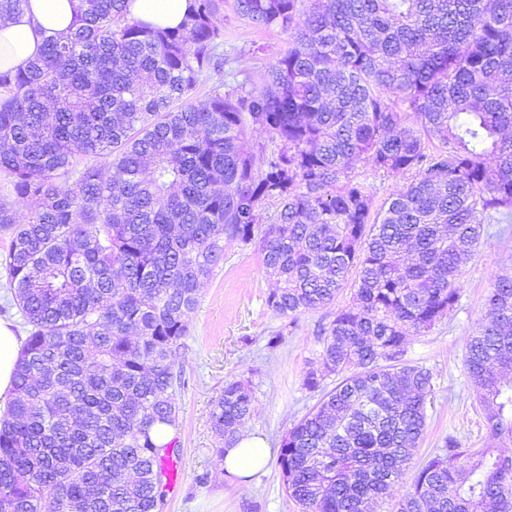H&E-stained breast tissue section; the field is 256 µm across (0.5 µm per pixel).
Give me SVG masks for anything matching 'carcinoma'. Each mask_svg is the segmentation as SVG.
Here are the masks:
<instances>
[{
	"instance_id": "obj_1",
	"label": "carcinoma",
	"mask_w": 512,
	"mask_h": 512,
	"mask_svg": "<svg viewBox=\"0 0 512 512\" xmlns=\"http://www.w3.org/2000/svg\"><path fill=\"white\" fill-rule=\"evenodd\" d=\"M130 0H78L70 32L0 72V259L27 336L0 419V512H163L157 424H177L175 359L224 241L260 239L284 317L347 287L319 329L338 382L282 438L301 512H512V457L448 437L409 483L432 373L403 361L460 298L485 220L512 219V0H235L290 35L266 80L224 76L223 0L175 28ZM276 144L255 165L248 130ZM415 179L373 209L351 175ZM109 176H104L103 171ZM274 200V222L261 206ZM465 365L493 438L512 441V274L495 278ZM253 394L211 412L230 443Z\"/></svg>"
}]
</instances>
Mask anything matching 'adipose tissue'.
<instances>
[{
	"mask_svg": "<svg viewBox=\"0 0 512 512\" xmlns=\"http://www.w3.org/2000/svg\"><path fill=\"white\" fill-rule=\"evenodd\" d=\"M190 0H131L132 18L176 27L183 20ZM73 0H29L20 15L0 18V70L16 68L36 57L45 37L68 31L74 18ZM271 450L263 437L241 432L224 449V469L231 474H247L263 469Z\"/></svg>",
	"mask_w": 512,
	"mask_h": 512,
	"instance_id": "adipose-tissue-1",
	"label": "adipose tissue"
}]
</instances>
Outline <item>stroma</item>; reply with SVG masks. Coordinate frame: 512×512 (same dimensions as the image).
<instances>
[{"label": "stroma", "instance_id": "obj_1", "mask_svg": "<svg viewBox=\"0 0 512 512\" xmlns=\"http://www.w3.org/2000/svg\"><path fill=\"white\" fill-rule=\"evenodd\" d=\"M224 0V52L232 62L224 68L225 86H233L239 71L262 81L264 71L287 49V32L253 26ZM512 270V227L490 224L479 252L462 270L460 301L428 332L412 337L408 362L433 376L434 391L427 408V429L413 458L421 463L442 448L447 436L467 448L497 445L512 456V443L495 444L484 413L467 381L465 351L468 338L484 308L495 277ZM274 281L266 274L259 242L225 243L224 262L203 284L199 304L189 320V333L176 361L188 381L178 394L177 437L182 490L167 499L163 512H299L285 490L278 460L248 480L224 472L218 461L222 442L211 423L212 409L229 380L248 382L254 415L245 428L279 449L282 437L321 398L306 390L303 377L321 367L322 344L316 330L350 300L338 295L333 305L302 313L296 320L275 314L267 305ZM208 474L199 484V474Z\"/></svg>", "mask_w": 512, "mask_h": 512}]
</instances>
